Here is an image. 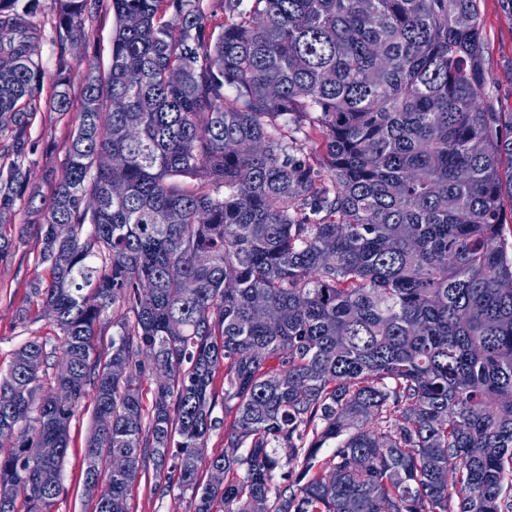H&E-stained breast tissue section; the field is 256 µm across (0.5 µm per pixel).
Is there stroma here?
<instances>
[{
	"mask_svg": "<svg viewBox=\"0 0 512 512\" xmlns=\"http://www.w3.org/2000/svg\"><path fill=\"white\" fill-rule=\"evenodd\" d=\"M57 0H39L32 21L38 29L35 54L44 70L45 88L41 94L43 112L30 130L34 146L29 156L30 181L38 197L50 196L52 172L61 170L73 130L82 109V58H98L108 63L111 51L114 15L112 0H98V18L86 24L67 59L72 68L70 112L56 121L50 111V88L57 73L58 45L52 22L57 13ZM485 85L483 100L492 111L512 112V10L502 0H479ZM7 226L14 242L12 249L0 257V371L7 370L15 351L29 340H53L51 322L38 317L29 285L45 280L47 271L36 261L34 250L38 228L31 222L26 202H18ZM92 422V407L79 408L71 422L70 442L63 462V492L53 512H89L83 494L86 439ZM155 473L149 472L131 488L128 495L130 512H193L189 495L174 490L159 495L154 490Z\"/></svg>",
	"mask_w": 512,
	"mask_h": 512,
	"instance_id": "obj_1",
	"label": "stroma"
}]
</instances>
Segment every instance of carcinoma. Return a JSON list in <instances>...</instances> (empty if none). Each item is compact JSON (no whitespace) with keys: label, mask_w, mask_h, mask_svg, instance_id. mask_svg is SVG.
<instances>
[{"label":"carcinoma","mask_w":512,"mask_h":512,"mask_svg":"<svg viewBox=\"0 0 512 512\" xmlns=\"http://www.w3.org/2000/svg\"><path fill=\"white\" fill-rule=\"evenodd\" d=\"M19 2L0 0V214L28 192L43 84ZM58 2L65 70L94 0ZM112 9L31 207L56 343L0 372V512H52L88 398L93 512H129L150 468L194 512H512V112L481 105L477 0H223L220 25L204 0ZM69 104L59 78L57 120Z\"/></svg>","instance_id":"1"}]
</instances>
